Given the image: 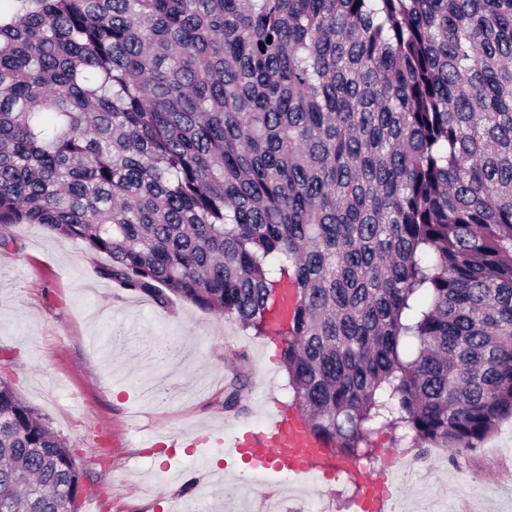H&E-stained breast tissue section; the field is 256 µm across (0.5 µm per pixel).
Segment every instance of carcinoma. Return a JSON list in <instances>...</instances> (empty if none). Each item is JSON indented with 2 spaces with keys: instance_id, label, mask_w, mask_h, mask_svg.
Returning <instances> with one entry per match:
<instances>
[{
  "instance_id": "carcinoma-1",
  "label": "carcinoma",
  "mask_w": 512,
  "mask_h": 512,
  "mask_svg": "<svg viewBox=\"0 0 512 512\" xmlns=\"http://www.w3.org/2000/svg\"><path fill=\"white\" fill-rule=\"evenodd\" d=\"M14 224L257 336L293 287L317 437L466 455L512 417V0H0ZM81 478L0 379V504L77 512Z\"/></svg>"
}]
</instances>
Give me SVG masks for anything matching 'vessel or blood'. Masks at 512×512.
I'll list each match as a JSON object with an SVG mask.
<instances>
[{
    "label": "vessel or blood",
    "instance_id": "1",
    "mask_svg": "<svg viewBox=\"0 0 512 512\" xmlns=\"http://www.w3.org/2000/svg\"><path fill=\"white\" fill-rule=\"evenodd\" d=\"M228 449L251 457L261 466L301 477L331 468L340 471L347 468L346 463L331 456L322 440L311 432L299 415L234 438ZM360 479L366 486L365 495L360 500L362 512H388L391 493L386 480L376 479L366 471L361 472Z\"/></svg>",
    "mask_w": 512,
    "mask_h": 512
}]
</instances>
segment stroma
I'll return each instance as SVG.
<instances>
[{
  "mask_svg": "<svg viewBox=\"0 0 512 512\" xmlns=\"http://www.w3.org/2000/svg\"><path fill=\"white\" fill-rule=\"evenodd\" d=\"M0 248V378L72 445L85 512H348L344 472L258 475L224 441L289 418L288 377L275 344L235 321L171 297H150L98 275L103 254L38 224L12 228ZM248 357L246 413L224 409V378ZM224 472L223 484L209 473ZM396 512H512V418L476 451L422 453L395 483Z\"/></svg>",
  "mask_w": 512,
  "mask_h": 512,
  "instance_id": "35a3bbf8",
  "label": "stroma"
}]
</instances>
